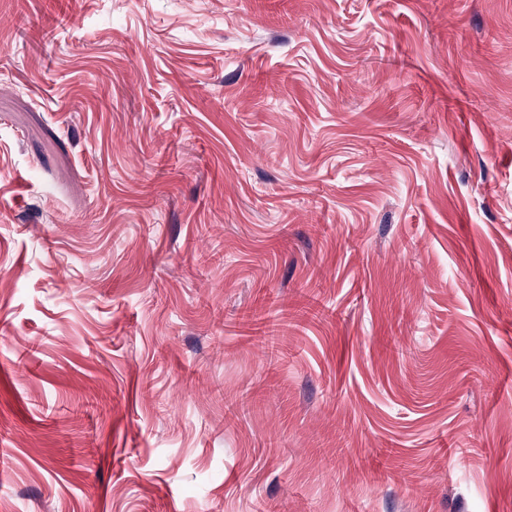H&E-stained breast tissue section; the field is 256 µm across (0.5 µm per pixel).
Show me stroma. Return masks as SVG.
Returning a JSON list of instances; mask_svg holds the SVG:
<instances>
[{
	"mask_svg": "<svg viewBox=\"0 0 512 512\" xmlns=\"http://www.w3.org/2000/svg\"><path fill=\"white\" fill-rule=\"evenodd\" d=\"M0 512H512V0H0Z\"/></svg>",
	"mask_w": 512,
	"mask_h": 512,
	"instance_id": "obj_1",
	"label": "stroma"
}]
</instances>
